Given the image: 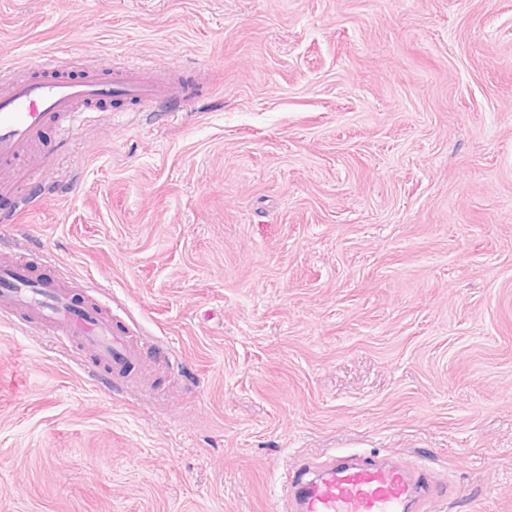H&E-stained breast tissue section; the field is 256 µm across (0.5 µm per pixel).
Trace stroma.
<instances>
[{
	"label": "stroma",
	"instance_id": "obj_1",
	"mask_svg": "<svg viewBox=\"0 0 512 512\" xmlns=\"http://www.w3.org/2000/svg\"><path fill=\"white\" fill-rule=\"evenodd\" d=\"M47 53L207 83L108 103L0 225L152 365L0 321V512H281L333 450L512 512V0H0V77Z\"/></svg>",
	"mask_w": 512,
	"mask_h": 512
}]
</instances>
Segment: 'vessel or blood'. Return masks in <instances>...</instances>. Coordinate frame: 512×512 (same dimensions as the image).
I'll use <instances>...</instances> for the list:
<instances>
[{"label":"vessel or blood","instance_id":"1","mask_svg":"<svg viewBox=\"0 0 512 512\" xmlns=\"http://www.w3.org/2000/svg\"><path fill=\"white\" fill-rule=\"evenodd\" d=\"M197 90L193 80L134 64L75 71L42 60L24 77L0 79V223H14L27 208L20 191L34 183V145L51 151L67 143L78 117L100 103L179 112L195 103ZM12 317L74 347L108 385L130 377L144 357L135 334L114 325L111 309L81 296L53 265L38 271L23 256L0 262V320ZM446 495L427 469L366 453L335 452L324 463L291 467L281 484L286 512H422Z\"/></svg>","mask_w":512,"mask_h":512}]
</instances>
